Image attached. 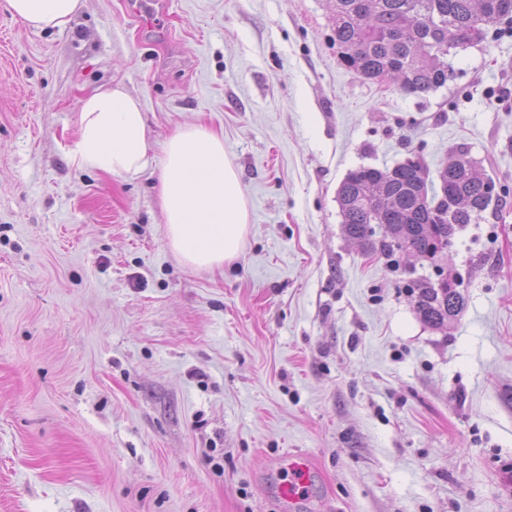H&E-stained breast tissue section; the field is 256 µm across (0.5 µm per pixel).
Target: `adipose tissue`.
Instances as JSON below:
<instances>
[{"label":"adipose tissue","instance_id":"1","mask_svg":"<svg viewBox=\"0 0 512 512\" xmlns=\"http://www.w3.org/2000/svg\"><path fill=\"white\" fill-rule=\"evenodd\" d=\"M79 6L80 0H7L13 15L39 31L64 28ZM69 158L77 167L129 178L157 163L162 222L178 260L214 270L240 257L249 204L223 134L203 122L178 126L152 148L140 99L119 84L81 100Z\"/></svg>","mask_w":512,"mask_h":512}]
</instances>
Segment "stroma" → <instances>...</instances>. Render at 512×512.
<instances>
[{
    "mask_svg": "<svg viewBox=\"0 0 512 512\" xmlns=\"http://www.w3.org/2000/svg\"><path fill=\"white\" fill-rule=\"evenodd\" d=\"M129 0L36 31L0 0V512H512V23L405 95L337 62L328 0H170L168 39ZM123 85L152 140L224 134L250 202L238 261L170 252L155 169L78 168L81 99ZM501 185L448 262L465 311L436 330L348 236L361 166L457 146ZM283 459L289 480L280 486L279 498L284 512H293L309 493L312 466L308 456L303 454L289 453Z\"/></svg>",
    "mask_w": 512,
    "mask_h": 512,
    "instance_id": "35a3bbf8",
    "label": "stroma"
}]
</instances>
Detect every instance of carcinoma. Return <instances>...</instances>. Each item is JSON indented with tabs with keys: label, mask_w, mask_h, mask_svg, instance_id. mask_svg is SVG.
<instances>
[{
	"label": "carcinoma",
	"mask_w": 512,
	"mask_h": 512,
	"mask_svg": "<svg viewBox=\"0 0 512 512\" xmlns=\"http://www.w3.org/2000/svg\"><path fill=\"white\" fill-rule=\"evenodd\" d=\"M332 38L340 65L372 80L385 73L401 92L421 95L444 86L453 70L448 55L473 46L472 32L487 13L512 15V0H330ZM456 149L436 172L440 193L428 182L418 158L389 168L361 166L350 171L337 191L348 235L365 244L384 229L379 251L391 257L411 254L430 261L437 280L407 285L420 320L441 329L466 306L455 279L445 274L441 240L476 222L492 200L472 160Z\"/></svg>",
	"instance_id": "1"
}]
</instances>
